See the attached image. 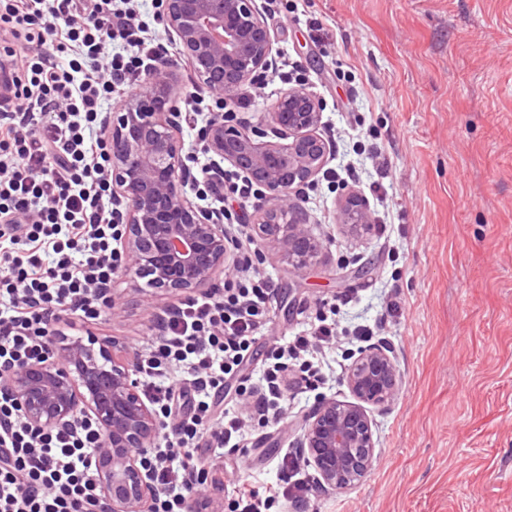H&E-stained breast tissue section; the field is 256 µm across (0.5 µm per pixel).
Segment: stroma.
<instances>
[{
	"mask_svg": "<svg viewBox=\"0 0 512 512\" xmlns=\"http://www.w3.org/2000/svg\"><path fill=\"white\" fill-rule=\"evenodd\" d=\"M272 57L296 74H268L227 105L245 128L267 124L280 92L302 86L323 106L332 158L293 196L324 244L292 271L272 240L251 259L275 292L246 368L259 380L266 352L305 334L319 308L336 311L338 342L322 380L290 389L280 422H249L233 479L266 497L280 463L319 401L351 400L343 379L366 345L389 347L401 382L371 408L375 458L344 490L281 498L267 512H512V0H257ZM140 14L174 67L177 102L192 94L178 40ZM383 153L386 176L372 158ZM370 231L342 228L346 196ZM363 278H353L356 268ZM117 305L79 324V338L144 354L171 298L142 279L113 283ZM393 312H386L387 303Z\"/></svg>",
	"mask_w": 512,
	"mask_h": 512,
	"instance_id": "obj_1",
	"label": "stroma"
}]
</instances>
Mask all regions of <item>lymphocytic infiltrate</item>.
I'll return each mask as SVG.
<instances>
[{"instance_id":"f902f5d3","label":"lymphocytic infiltrate","mask_w":512,"mask_h":512,"mask_svg":"<svg viewBox=\"0 0 512 512\" xmlns=\"http://www.w3.org/2000/svg\"><path fill=\"white\" fill-rule=\"evenodd\" d=\"M110 0H0L4 52L17 72L13 110L0 113V369L40 360L72 315L97 320L121 255L113 245L109 152L97 128L114 92H134L157 61L135 7L113 20ZM123 41L127 56L113 55ZM271 281L251 264L224 293L188 298L143 361L148 393L175 433L148 457L155 512H186L191 483L222 464L202 456V427L267 324ZM319 319L292 345L272 347L257 399L277 414L290 354L336 343ZM99 431L78 420L37 429L0 393V512H106L96 484Z\"/></svg>"}]
</instances>
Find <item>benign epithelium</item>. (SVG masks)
I'll use <instances>...</instances> for the list:
<instances>
[{
    "label": "benign epithelium",
    "instance_id": "1",
    "mask_svg": "<svg viewBox=\"0 0 512 512\" xmlns=\"http://www.w3.org/2000/svg\"><path fill=\"white\" fill-rule=\"evenodd\" d=\"M160 22L177 38L196 84L222 101L269 71L272 36L256 0H164ZM181 112L175 102L172 65L145 75L139 92L127 96L107 124L112 175V213L125 264L116 275L146 278L151 287L179 295L211 292L219 277L239 266L224 212L195 200L196 177L186 163ZM320 102L304 87L287 89L270 113L278 141L261 129L240 128L231 112H214L200 129L204 150L218 158L206 184L224 189L226 161L257 193L273 201L259 233L276 241L288 264L303 273L318 258L322 242L306 224L291 196L309 183L329 159L318 133ZM341 223L364 226L367 215L349 196ZM113 340L53 344L42 362L0 372V392L13 398L24 421L50 429L82 417L101 433L97 486L112 512H152L157 487L145 453L165 433L153 403L140 389L141 359L115 360ZM394 358L384 348L364 350L349 367L345 383L355 401L321 400L301 429L298 447L314 471L318 489H345L367 477L375 452L365 405L390 400L399 386Z\"/></svg>",
    "mask_w": 512,
    "mask_h": 512
}]
</instances>
